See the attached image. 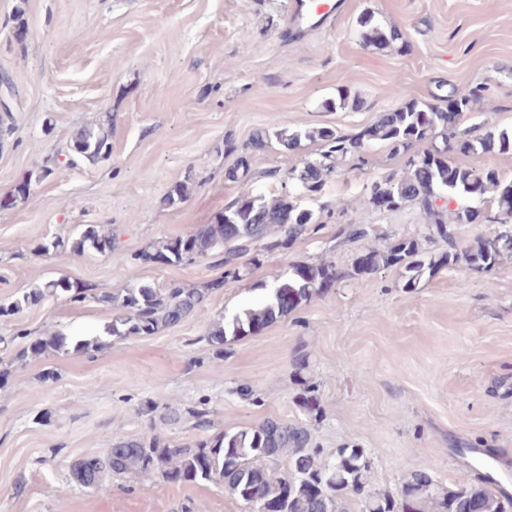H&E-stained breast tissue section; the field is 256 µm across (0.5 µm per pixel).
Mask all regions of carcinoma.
<instances>
[{
    "instance_id": "obj_1",
    "label": "carcinoma",
    "mask_w": 512,
    "mask_h": 512,
    "mask_svg": "<svg viewBox=\"0 0 512 512\" xmlns=\"http://www.w3.org/2000/svg\"><path fill=\"white\" fill-rule=\"evenodd\" d=\"M359 38L368 45L388 46L400 39V33L385 31L366 18L360 23ZM483 87L448 96L444 108L405 102L383 113L370 127L355 135H346L330 126L305 130L257 132L242 146L236 165L225 177L235 181L238 171L248 173L251 157L266 150L272 142L293 150L302 141L318 142L320 157L306 163L299 171L289 172L308 192H318L337 165L347 157L361 153L364 143L381 142L405 158L409 175L390 173L372 182L370 203L381 207L387 202L397 210L413 205L426 215L433 237L448 243L439 254L425 252L414 239H395L384 250L369 249L358 258L352 269L333 263L293 264L276 285L265 291L260 300L215 325L207 341L224 351V344L247 336L290 315L302 305L332 288L336 283L355 276L373 274L384 267L402 270L404 287L415 288L426 275L460 262L473 270L489 272L506 256L512 255V181L504 179L497 169L456 165L448 154L512 153V131L482 129L475 125L448 129V113L472 112L483 96ZM441 135V144L418 151L416 147ZM110 133L104 125H89L73 136L77 157L96 163L111 152ZM460 195L481 203L490 202L494 212L462 205L447 214L436 204L441 194ZM495 224L496 230L463 246L457 236V225L466 222ZM324 229L312 210L302 208L288 194L270 198L242 195L227 206L213 224H203L174 238L148 244L136 259L144 264L183 265L206 261L224 269L220 282L203 288L171 284L166 288L139 285L126 288L123 294L99 293L78 282L66 279L48 280L0 303V320H8L25 308L38 305L58 292L78 304L93 303L104 308L116 307L120 314L105 329L116 340L152 336L163 328L175 327L206 303L213 288L242 280L249 266L259 265L263 258L288 250L302 236L316 237ZM112 234L97 224H87L74 237H57L42 246L43 251L70 250L108 254L112 252ZM109 341L99 337L73 343L63 333L50 336L22 348V354L40 355L48 350L68 347L87 350L102 347ZM300 392L298 406L309 419L323 417L318 386L304 376L307 355L295 358ZM193 419L200 435L191 443L177 445L155 433L150 437L121 439L112 443L101 456L85 457L73 465V473L91 470L96 475L110 471L129 476L140 484L157 478L179 484L218 480L224 489L241 501L248 512H348L354 499L362 504V512H512V498L499 496L469 476H459L449 489L435 483L425 470L411 472L397 493L380 491L371 485L372 462L364 449L345 445L324 456L312 446L311 424L287 419H266L257 425L236 430L211 432L213 422L208 411L197 407L183 410L165 406L161 421L178 422L182 414Z\"/></svg>"
}]
</instances>
